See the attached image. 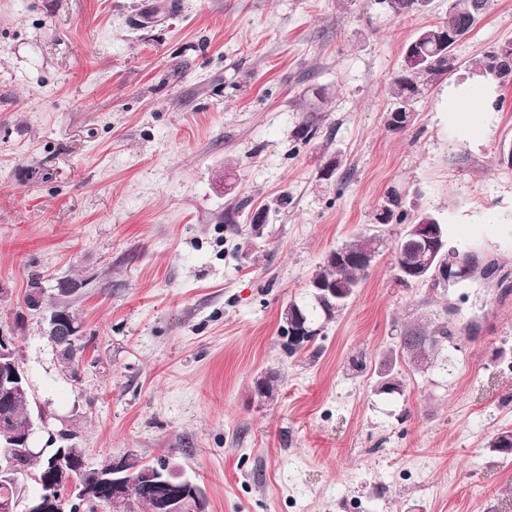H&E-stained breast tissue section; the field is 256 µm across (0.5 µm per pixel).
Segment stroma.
<instances>
[{
    "mask_svg": "<svg viewBox=\"0 0 512 512\" xmlns=\"http://www.w3.org/2000/svg\"><path fill=\"white\" fill-rule=\"evenodd\" d=\"M447 11L0 0V330L46 423L33 447L70 434L92 468L172 457L209 512H512V456L488 446L512 428V84L477 135L448 115L472 61L512 43V0H489L408 126H388L405 46ZM392 190L447 225L469 281H398L403 227L377 221ZM361 233L384 245L356 295L287 356L282 310ZM32 273L86 283L78 381L23 304ZM419 314L447 325L445 363L374 394Z\"/></svg>",
    "mask_w": 512,
    "mask_h": 512,
    "instance_id": "1",
    "label": "stroma"
}]
</instances>
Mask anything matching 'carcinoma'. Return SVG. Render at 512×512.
<instances>
[{"instance_id":"cac0c4a2","label":"carcinoma","mask_w":512,"mask_h":512,"mask_svg":"<svg viewBox=\"0 0 512 512\" xmlns=\"http://www.w3.org/2000/svg\"><path fill=\"white\" fill-rule=\"evenodd\" d=\"M487 6L488 0H479L478 11L471 15L455 10L450 3L448 15L443 21L425 27L416 34L409 46L415 56L424 58V64L414 69L405 68L392 78L389 93L399 105L415 102L420 93L422 78L442 75L449 70L450 47L441 45L436 40L435 33L441 29H458L462 35L470 33L485 14ZM472 70L482 77L490 75L502 85L512 83V60L498 61V52L495 50L474 61ZM381 247L380 238L360 235L336 248V260L320 266L313 279L333 281L339 299L332 303L324 300L312 285H307L306 292L290 301L282 312V336H287L294 327L300 330L305 327L322 329L342 312L367 272L366 268L359 265V259L365 253ZM447 341L448 327L426 317L420 316L404 325L397 336V345L389 350L381 362L385 371L378 377L375 392L385 395L404 394V384L394 373L395 367L403 363L416 373H425L436 366ZM6 411L17 428H25L34 420L30 410V398L23 395L14 396L7 403L1 398L0 414ZM61 454L68 458V464L75 476L85 486H90L98 474V469L87 467L81 448H46L32 454L0 447V497L28 499L25 477L32 473L38 485L37 495L52 499L57 504L56 512H96L99 507L108 508V495L104 491L98 497L83 499L58 485L53 462ZM165 463L164 458L146 462L133 453L127 455L126 467L132 471V476L127 486L126 512H158L155 498L143 493L140 481L145 472L160 469Z\"/></svg>"}]
</instances>
